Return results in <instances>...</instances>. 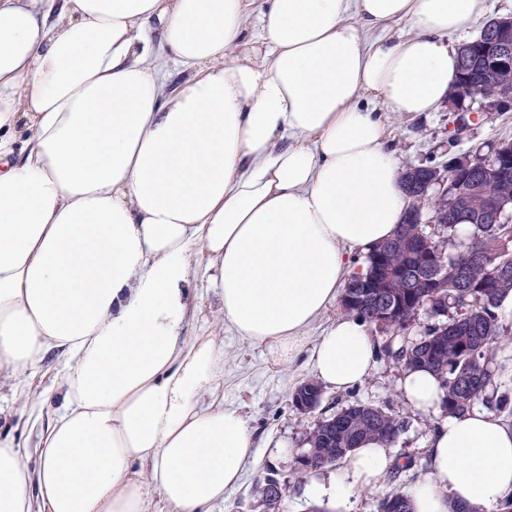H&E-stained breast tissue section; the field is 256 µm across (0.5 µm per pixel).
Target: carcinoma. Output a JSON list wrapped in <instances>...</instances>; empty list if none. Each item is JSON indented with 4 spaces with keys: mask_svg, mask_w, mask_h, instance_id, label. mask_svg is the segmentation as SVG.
<instances>
[{
    "mask_svg": "<svg viewBox=\"0 0 512 512\" xmlns=\"http://www.w3.org/2000/svg\"><path fill=\"white\" fill-rule=\"evenodd\" d=\"M492 33L472 41L469 57H459L458 79L467 83L468 92L462 110L481 105L490 86L512 91V69L495 72L493 81L487 71L485 45ZM485 166L457 173L455 182L468 189L464 209L448 210L449 194L415 190L409 193L414 207L429 212H448L444 224H401L395 236L378 253L369 251L363 260L365 273L350 279L344 289L341 307L378 327L377 314L382 308L399 310L391 341L379 351L394 358L403 370L426 368L442 382L443 408L448 416H459L482 404L505 410L512 407V397L501 391L499 368L492 356L500 343L512 339L503 327L499 308L512 293V224L497 219L490 209L491 199L512 202V164L503 163L493 147H488ZM448 163L438 156L409 167L418 184ZM498 167L504 176L490 181L486 168ZM460 224L470 225L467 240H458ZM427 238L433 243L435 260L426 266L414 244ZM381 266L392 275L387 288H357L355 284L372 275ZM435 304L444 312L430 318L414 317L412 309L421 304ZM321 388L306 382L292 394V406L308 413L319 405ZM409 420L370 404L356 402L334 414L319 418L308 436L309 448L296 459L295 481L317 469L344 458L358 445L375 439L392 447Z\"/></svg>",
    "mask_w": 512,
    "mask_h": 512,
    "instance_id": "obj_1",
    "label": "carcinoma"
}]
</instances>
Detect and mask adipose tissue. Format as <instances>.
<instances>
[{"instance_id":"obj_1","label":"adipose tissue","mask_w":512,"mask_h":512,"mask_svg":"<svg viewBox=\"0 0 512 512\" xmlns=\"http://www.w3.org/2000/svg\"><path fill=\"white\" fill-rule=\"evenodd\" d=\"M486 0H0V372L61 349L64 407L29 470L0 433V512H203L239 482L254 436L225 404L224 349L185 340L203 274L226 324L278 364L410 200L360 96L429 112ZM258 10L261 31L247 36ZM415 33L388 37L395 20ZM188 74L167 85L168 62ZM338 390L369 376L365 322L336 318L311 356ZM439 414L429 370L404 371ZM405 487L413 512L512 497V421L447 417ZM378 441L305 495L341 512L393 465Z\"/></svg>"}]
</instances>
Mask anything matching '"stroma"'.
Segmentation results:
<instances>
[{"mask_svg": "<svg viewBox=\"0 0 512 512\" xmlns=\"http://www.w3.org/2000/svg\"><path fill=\"white\" fill-rule=\"evenodd\" d=\"M372 106L387 127L388 146L400 166L446 151L455 119L447 105L411 116L390 112L377 100ZM500 138H512V112L492 123L476 112L458 150L465 153ZM191 285L199 295L198 309L184 335L189 339L211 335L223 346L224 401L240 409L256 441L240 484L226 492L223 500L211 503L209 512H264L254 491L257 479L264 476L287 483L286 512H316L317 503L307 499L302 485L292 481L296 457L305 450V434L315 420L358 401L400 411L410 416L411 422L392 448L393 456L404 461V468L392 477L381 475L371 488L358 493L353 512H378L379 501L392 488L406 486L425 472L426 440L440 418L415 412L405 402L400 392L402 371L391 360L379 358L372 375L349 390L324 389L319 406L300 413L292 407L290 395L313 377L310 350H303L290 363L272 364L261 347L227 329L217 291L206 279L193 278ZM65 364V356L54 349L36 372L17 377L0 374V431L16 439L24 461L33 468L39 463V435L53 422L62 403L56 385Z\"/></svg>", "mask_w": 512, "mask_h": 512, "instance_id": "35a3bbf8", "label": "stroma"}]
</instances>
